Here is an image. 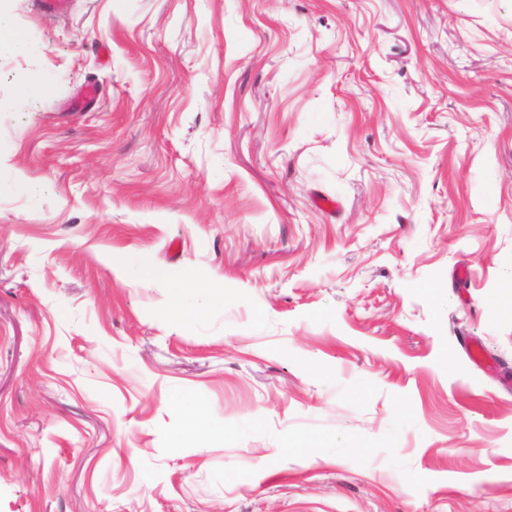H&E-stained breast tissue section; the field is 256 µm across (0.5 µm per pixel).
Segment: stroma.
<instances>
[{
	"label": "stroma",
	"mask_w": 512,
	"mask_h": 512,
	"mask_svg": "<svg viewBox=\"0 0 512 512\" xmlns=\"http://www.w3.org/2000/svg\"><path fill=\"white\" fill-rule=\"evenodd\" d=\"M0 32V512H512V0Z\"/></svg>",
	"instance_id": "1"
}]
</instances>
